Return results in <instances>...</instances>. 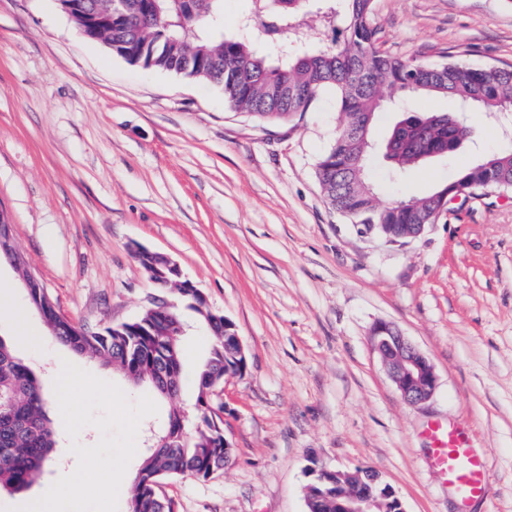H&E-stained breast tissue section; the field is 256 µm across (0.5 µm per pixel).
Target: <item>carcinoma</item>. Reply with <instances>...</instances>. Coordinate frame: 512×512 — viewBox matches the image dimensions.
Instances as JSON below:
<instances>
[{
  "label": "carcinoma",
  "mask_w": 512,
  "mask_h": 512,
  "mask_svg": "<svg viewBox=\"0 0 512 512\" xmlns=\"http://www.w3.org/2000/svg\"><path fill=\"white\" fill-rule=\"evenodd\" d=\"M302 0H260L259 10L242 21L252 27L257 16L270 18L263 39L279 45L276 59L262 54L253 39L224 33V0H86L99 26L80 34L104 41L133 65L174 71L224 91L233 109L267 123H284L318 97L336 100L340 128L317 164V178L329 205L356 226L375 225L390 241L405 239L413 224H432L433 212L448 204L455 191L483 190L490 177L512 188V152L485 156L451 182L408 199L380 201L367 169L345 180L343 167L355 156L367 163L373 150L370 128L385 103L418 96L445 95L480 112L512 110V67L437 66L414 58L402 60L377 48L381 30L373 19V0H321L324 26L343 25V39L312 51L300 43ZM119 20H111L116 13ZM473 129L453 114L406 112L383 145L388 174L399 177L433 159L462 149ZM210 336L206 357L196 369L194 410L185 418L169 407L154 427L166 448H150L128 491V512H173L159 487L190 474L208 478L224 468V420L206 402L213 380L224 376L236 358L226 345L224 320L201 309L182 288L175 289ZM45 324L64 346L122 374L135 386L147 385L163 399L178 395L183 378L185 326L179 311L165 323L146 307L135 319L99 330L77 329L54 314V301L40 295ZM47 401L40 378L0 338V491L20 493L44 473L53 447ZM315 495L305 493L308 512H336V488L314 480Z\"/></svg>",
  "instance_id": "obj_1"
}]
</instances>
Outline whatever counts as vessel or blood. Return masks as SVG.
I'll return each instance as SVG.
<instances>
[{
	"instance_id": "1",
	"label": "vessel or blood",
	"mask_w": 512,
	"mask_h": 512,
	"mask_svg": "<svg viewBox=\"0 0 512 512\" xmlns=\"http://www.w3.org/2000/svg\"><path fill=\"white\" fill-rule=\"evenodd\" d=\"M433 466L458 498L469 503L483 498L488 489V467L470 447L463 429L452 422L434 424L427 432Z\"/></svg>"
}]
</instances>
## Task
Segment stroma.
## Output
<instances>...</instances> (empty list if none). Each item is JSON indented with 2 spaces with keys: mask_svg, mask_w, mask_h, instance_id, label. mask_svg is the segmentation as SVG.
Segmentation results:
<instances>
[{
  "mask_svg": "<svg viewBox=\"0 0 512 512\" xmlns=\"http://www.w3.org/2000/svg\"><path fill=\"white\" fill-rule=\"evenodd\" d=\"M379 47L426 64L512 66V0H374ZM474 137L399 180L387 201L429 193L479 157L512 151V128L469 113ZM339 126L319 97L285 125L224 103L220 87L128 63L86 40L59 0H0V211L58 311L92 329L136 318L160 295L131 253L161 252L230 320L247 354L219 395L232 452L211 478L164 491L175 512H307V468L370 469L405 512H512V190L455 200L417 238L362 236L316 176ZM17 271L0 261V337L55 402L48 333ZM396 326L428 358L432 398L403 400L371 342ZM209 338H186L177 399ZM456 422L489 464L466 504L428 464L426 430Z\"/></svg>",
  "mask_w": 512,
  "mask_h": 512,
  "instance_id": "obj_1",
  "label": "stroma"
}]
</instances>
